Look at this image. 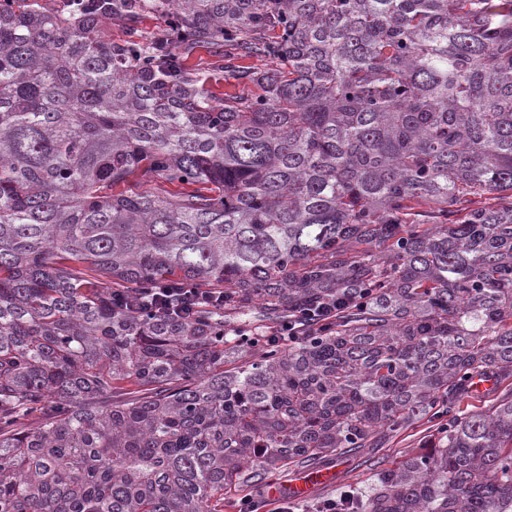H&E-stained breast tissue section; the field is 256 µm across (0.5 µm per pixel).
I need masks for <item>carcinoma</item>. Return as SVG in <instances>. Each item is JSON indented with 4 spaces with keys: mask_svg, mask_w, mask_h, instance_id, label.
<instances>
[{
    "mask_svg": "<svg viewBox=\"0 0 512 512\" xmlns=\"http://www.w3.org/2000/svg\"><path fill=\"white\" fill-rule=\"evenodd\" d=\"M163 282L224 304L115 300ZM477 378L512 381V0H0V512H222L443 416L355 512H512Z\"/></svg>",
    "mask_w": 512,
    "mask_h": 512,
    "instance_id": "obj_1",
    "label": "carcinoma"
}]
</instances>
